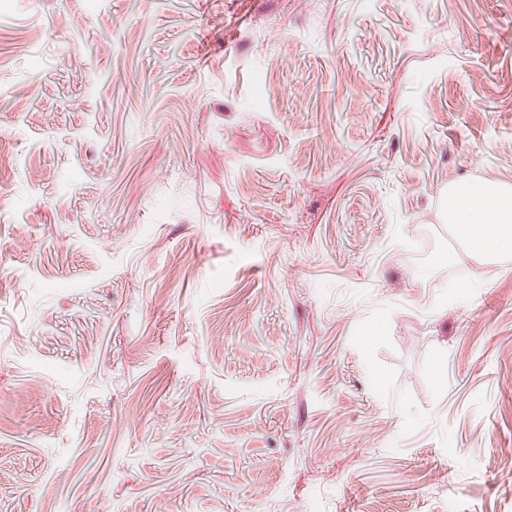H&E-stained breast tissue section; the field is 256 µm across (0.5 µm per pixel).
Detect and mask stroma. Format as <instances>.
<instances>
[{"label":"stroma","instance_id":"stroma-1","mask_svg":"<svg viewBox=\"0 0 512 512\" xmlns=\"http://www.w3.org/2000/svg\"><path fill=\"white\" fill-rule=\"evenodd\" d=\"M0 512H512V0H0ZM448 224L477 257L512 253V188L482 181L448 187Z\"/></svg>","mask_w":512,"mask_h":512}]
</instances>
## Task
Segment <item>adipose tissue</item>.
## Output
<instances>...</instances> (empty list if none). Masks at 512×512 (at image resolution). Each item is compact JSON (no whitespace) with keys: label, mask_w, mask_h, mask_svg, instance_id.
I'll return each mask as SVG.
<instances>
[{"label":"adipose tissue","mask_w":512,"mask_h":512,"mask_svg":"<svg viewBox=\"0 0 512 512\" xmlns=\"http://www.w3.org/2000/svg\"><path fill=\"white\" fill-rule=\"evenodd\" d=\"M448 221L480 259L512 253V188L482 181L449 186Z\"/></svg>","instance_id":"adipose-tissue-1"}]
</instances>
